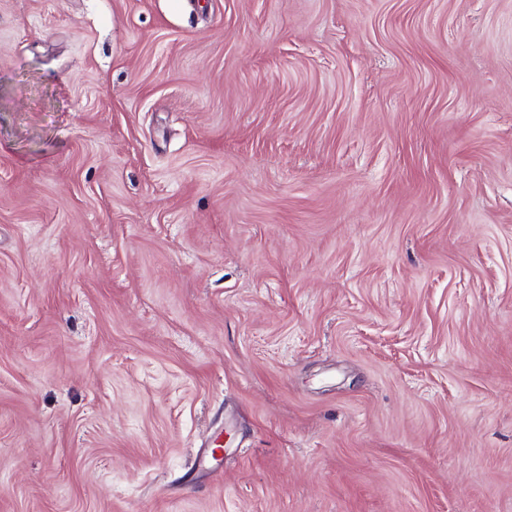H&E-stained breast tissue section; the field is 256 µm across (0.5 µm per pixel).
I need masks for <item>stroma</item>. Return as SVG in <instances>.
Here are the masks:
<instances>
[{
    "label": "stroma",
    "mask_w": 512,
    "mask_h": 512,
    "mask_svg": "<svg viewBox=\"0 0 512 512\" xmlns=\"http://www.w3.org/2000/svg\"><path fill=\"white\" fill-rule=\"evenodd\" d=\"M0 512H512V0H0Z\"/></svg>",
    "instance_id": "35a3bbf8"
}]
</instances>
